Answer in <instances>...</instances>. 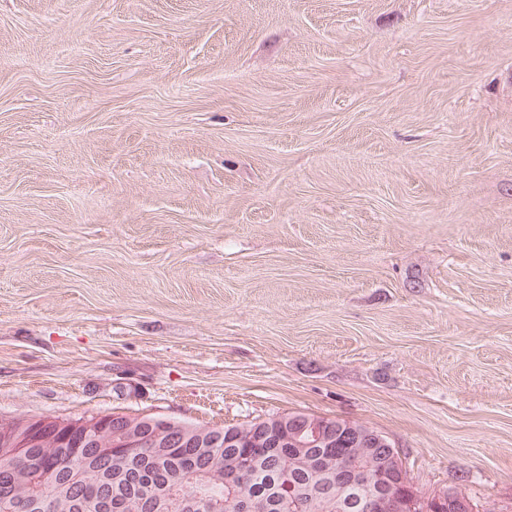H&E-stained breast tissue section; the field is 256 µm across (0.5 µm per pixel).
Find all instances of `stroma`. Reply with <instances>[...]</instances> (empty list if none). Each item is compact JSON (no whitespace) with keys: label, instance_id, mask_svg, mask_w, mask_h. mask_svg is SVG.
<instances>
[{"label":"stroma","instance_id":"1","mask_svg":"<svg viewBox=\"0 0 512 512\" xmlns=\"http://www.w3.org/2000/svg\"><path fill=\"white\" fill-rule=\"evenodd\" d=\"M296 410L512 512V0H0V418Z\"/></svg>","mask_w":512,"mask_h":512}]
</instances>
